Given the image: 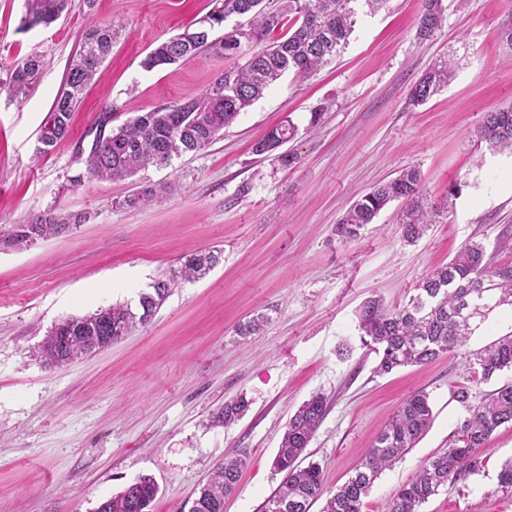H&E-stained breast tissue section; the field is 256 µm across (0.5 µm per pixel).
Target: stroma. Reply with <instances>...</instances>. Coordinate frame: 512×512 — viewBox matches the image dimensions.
<instances>
[{
  "mask_svg": "<svg viewBox=\"0 0 512 512\" xmlns=\"http://www.w3.org/2000/svg\"><path fill=\"white\" fill-rule=\"evenodd\" d=\"M444 4L443 27L423 42L419 0L359 14L345 48L316 75L285 74L220 139L106 181L86 176L75 153L77 141L91 142L99 112L111 111L118 126L131 113L199 95L223 71L225 59L208 50L142 66L211 0H68L59 19L31 28L27 0H0V82L31 54L44 62L33 90L0 96V512H95L141 475L159 486L153 512H174L229 448L249 449L251 462L224 512H259L283 479L272 459L285 426L318 392L328 409L304 457L320 463L330 488L348 479L408 395L430 396L429 431L381 474L363 512H386L421 464L447 451L464 414L454 387L480 396L498 379L471 378L451 355L376 375L356 320L370 297L403 302L466 242H481L493 265H512V155L491 153L474 136L485 113L512 105V48L501 38L512 0ZM110 20L124 27L72 114L69 138L35 158L86 25ZM442 58L455 64L448 87L407 106L415 81ZM286 120L297 128L283 147L289 163L255 155L253 143ZM409 166L428 199H447L438 223L406 243L394 202L358 238L341 240L335 227L354 199ZM156 183L169 188L162 200L119 207ZM456 183L461 193L449 195ZM47 213L85 220L48 240L12 244L18 225ZM204 249L221 250L219 264L202 279L178 280L145 328L66 365L33 357L57 320L137 304ZM259 313L269 318L264 331L237 336ZM345 340L355 345L347 359L337 354ZM237 400L244 409L235 422L212 426V415ZM480 454L483 469L449 484L424 512H512V493L497 484L512 458V426Z\"/></svg>",
  "mask_w": 512,
  "mask_h": 512,
  "instance_id": "obj_1",
  "label": "stroma"
}]
</instances>
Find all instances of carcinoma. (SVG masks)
I'll list each match as a JSON object with an SVG mask.
<instances>
[{"label":"carcinoma","mask_w":512,"mask_h":512,"mask_svg":"<svg viewBox=\"0 0 512 512\" xmlns=\"http://www.w3.org/2000/svg\"><path fill=\"white\" fill-rule=\"evenodd\" d=\"M375 12L388 0H212V9L183 32L159 43L144 59L143 67L175 64L203 49H216L226 59L239 56L244 64L224 68L197 97L137 112L120 126L104 127L86 156V172L92 177L124 180L150 167H162L184 153L204 149L232 125L239 114L262 98L284 74L306 78L316 73L347 43L357 21V3ZM417 38L426 40L444 21L442 0H420ZM68 0H28V25L49 24L67 8ZM232 16H246L224 38L211 39L212 32ZM118 30L110 23L89 24L79 52L72 59L65 82L37 138L36 153L48 154L70 133L71 112L79 105L88 84L112 51ZM41 56L32 54L18 64L0 92L24 95L36 83ZM454 63L441 59L426 69L414 83L409 105L418 107L448 86ZM291 123L273 127L253 145V153L271 155L291 140ZM477 140L493 152L512 153V106L485 114L475 132ZM167 193V187L147 186L118 203L120 207L144 206ZM403 203L400 224L406 242L413 243L436 223L442 207L424 202L421 174L412 166L375 186L355 200L336 224V235L352 240L374 222L391 202ZM82 217L53 214L20 224L14 235L18 244L34 243L57 235ZM217 250L185 257L181 274L201 278L220 261ZM172 280H159L152 291L142 292L137 310L129 304H114L84 316H68L47 331L37 356L50 365H63L102 351L146 326L171 292ZM512 306V267H494L479 242H468L446 264L433 269L408 300L389 305L370 298L357 312L362 345L377 357L375 373L390 374L428 364L447 353H459L471 376L482 381L512 373V333L466 350L470 336L496 308ZM267 317L258 314L239 326L237 335H257ZM452 398L464 409L455 443L448 451L426 459L416 476L390 500L387 512H421L429 499L448 484L483 468L478 450L492 434L512 424V381L479 398L467 385L455 388ZM240 402L226 403L213 415L216 426L235 421L243 410ZM327 408V399L315 394L289 418L273 468L284 474L278 489L266 498L262 512H309L323 501L321 512H362L363 500L383 470L391 467L429 430L433 411L429 394L419 390L395 411L389 424L375 438L365 460L334 490L325 487L322 468L315 462L301 466L302 455L314 437ZM246 448L224 454L206 481L177 512H224V499L237 492L242 472L249 466ZM159 487L150 476H141L122 491L105 499L96 512H152Z\"/></svg>","instance_id":"1"}]
</instances>
